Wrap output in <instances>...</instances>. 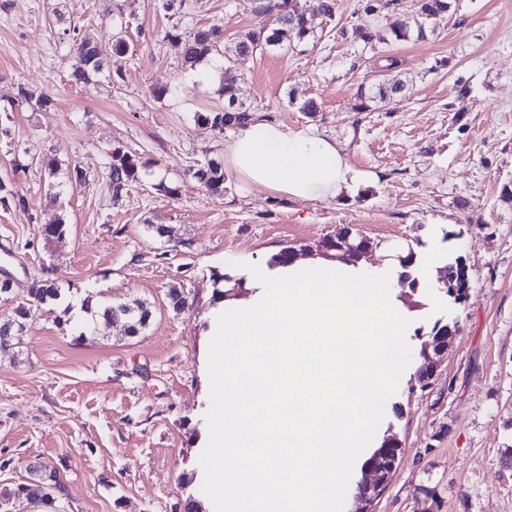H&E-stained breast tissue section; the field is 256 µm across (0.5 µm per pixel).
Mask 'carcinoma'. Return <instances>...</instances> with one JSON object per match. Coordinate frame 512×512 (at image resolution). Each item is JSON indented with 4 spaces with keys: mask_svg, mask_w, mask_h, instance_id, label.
Instances as JSON below:
<instances>
[{
    "mask_svg": "<svg viewBox=\"0 0 512 512\" xmlns=\"http://www.w3.org/2000/svg\"><path fill=\"white\" fill-rule=\"evenodd\" d=\"M453 0H418V20L415 21L417 36L426 32V26L436 25L448 17ZM258 13L265 17L262 26L246 32L237 41L235 52L237 59L224 65V108L211 109L195 114L197 126L206 132L222 133L226 128H239L248 124L255 111L236 100V84L239 80L238 62L257 52L275 48H288L299 44L313 35L312 18L300 5V0H262L257 7ZM182 43V55L185 66L193 69L199 63L212 58H224V44L218 38L215 27H198L189 30H176L167 34ZM76 49L83 58L85 68L79 72L77 79L89 80L101 74L107 63V56H122L130 50V45L122 38L112 40V51L91 38L84 37L76 43ZM405 82L391 86L380 82L375 90L367 93L358 92L359 104L355 110L362 112L368 108V102L387 100L391 94L404 88ZM148 175L147 166L139 165L132 156L115 150L108 166L107 176L112 187V196L118 199L127 190L130 183ZM193 177L212 194L224 193V168L221 163L212 160L193 172ZM368 245L361 237L352 234L347 227L339 229L336 234L325 241L330 250L341 249L356 254ZM62 297L57 281L47 278L34 284L30 292V301L40 306H50ZM119 312L124 323L128 324L126 335L136 336L150 324L153 312L148 304L140 299L118 303L103 304L97 311L98 316L112 319L113 312ZM26 312L22 308L15 310L14 316L0 320V336H10L17 329L25 327ZM61 484L56 475L49 474V480L42 478L20 485L13 492H0V504L14 503L16 499L39 501L51 505L61 494Z\"/></svg>",
    "mask_w": 512,
    "mask_h": 512,
    "instance_id": "1",
    "label": "carcinoma"
}]
</instances>
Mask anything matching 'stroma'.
I'll return each instance as SVG.
<instances>
[{"label": "stroma", "instance_id": "35a3bbf8", "mask_svg": "<svg viewBox=\"0 0 512 512\" xmlns=\"http://www.w3.org/2000/svg\"><path fill=\"white\" fill-rule=\"evenodd\" d=\"M300 4L314 37L250 57L237 97L268 121L336 141L364 178L336 199H296L230 174L212 195L190 175L223 160L234 133L194 121L224 104L222 64L184 70L168 33L219 25L233 56L238 36L263 21L251 0H199L186 15L162 0H0V280L11 281L0 318L27 309L18 357L0 360V490L29 483L46 462L63 484L61 512H185L191 501L214 512L199 464L213 275L248 278L244 263L285 247L321 252L346 226L376 242L365 256L375 273L410 253L417 281L392 290L411 320L413 356L376 436H397L403 455L369 512H512V198L502 193L512 187V0H456L435 31L395 45L389 26L413 20L417 0L379 16L365 0H336L330 18L319 0ZM116 32L129 52L77 80L75 40L108 43ZM388 56L398 61L389 70ZM384 79L406 88L355 111L358 89ZM23 86L47 105L22 102ZM309 98L313 116L299 109ZM117 148L151 174L116 200L106 172ZM76 167L85 181H69ZM58 219L65 236L45 239L43 225ZM459 257L471 282L457 302L441 279ZM47 277L70 300H145L152 322L134 337L102 320L82 333L63 307L29 304ZM174 286L189 298L184 311L169 305ZM451 320L459 335L416 387L423 343Z\"/></svg>", "mask_w": 512, "mask_h": 512}]
</instances>
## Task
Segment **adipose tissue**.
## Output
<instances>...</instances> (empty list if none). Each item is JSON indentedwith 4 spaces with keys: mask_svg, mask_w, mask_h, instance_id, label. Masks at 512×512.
<instances>
[{
    "mask_svg": "<svg viewBox=\"0 0 512 512\" xmlns=\"http://www.w3.org/2000/svg\"><path fill=\"white\" fill-rule=\"evenodd\" d=\"M226 162L241 182L297 199H333L361 180L335 142L260 117L238 129Z\"/></svg>",
    "mask_w": 512,
    "mask_h": 512,
    "instance_id": "ef3b65f1",
    "label": "adipose tissue"
}]
</instances>
